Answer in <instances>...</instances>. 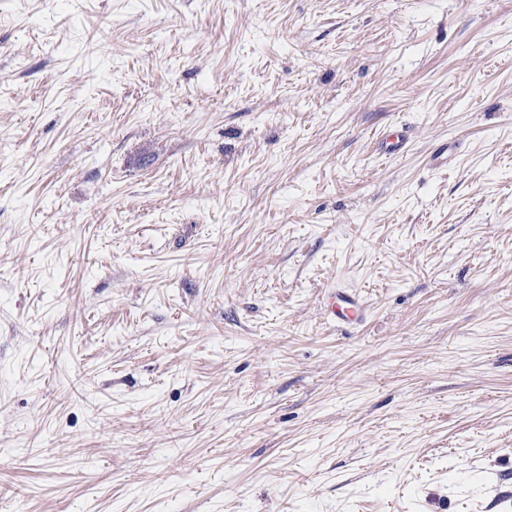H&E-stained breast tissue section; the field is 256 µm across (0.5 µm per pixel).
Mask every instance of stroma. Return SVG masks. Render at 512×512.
<instances>
[{"mask_svg": "<svg viewBox=\"0 0 512 512\" xmlns=\"http://www.w3.org/2000/svg\"><path fill=\"white\" fill-rule=\"evenodd\" d=\"M0 512H512V0H0ZM362 311L363 308L355 304L353 298L344 297L340 295L337 298L333 296V301L330 305V315L340 322H354L357 311Z\"/></svg>", "mask_w": 512, "mask_h": 512, "instance_id": "obj_1", "label": "stroma"}]
</instances>
